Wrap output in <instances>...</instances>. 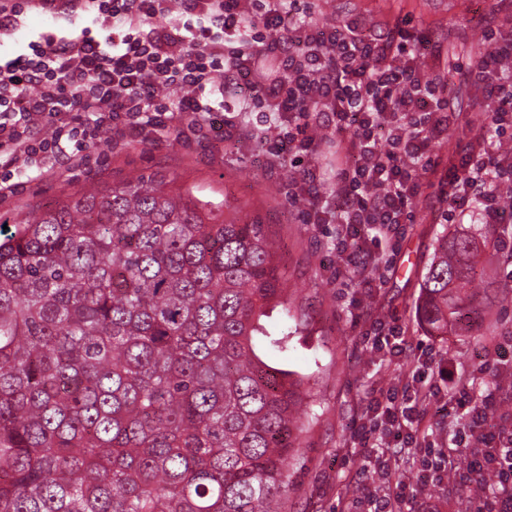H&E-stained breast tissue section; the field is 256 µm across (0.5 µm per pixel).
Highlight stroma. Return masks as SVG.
<instances>
[{
  "mask_svg": "<svg viewBox=\"0 0 512 512\" xmlns=\"http://www.w3.org/2000/svg\"><path fill=\"white\" fill-rule=\"evenodd\" d=\"M317 17L327 23L356 20L382 31L401 15L414 16L420 30L442 47L457 45L459 68L453 69L449 94L453 121L444 139L434 143L436 170L416 171L420 195L413 219L405 224L391 252L393 268L383 279L365 281L352 268L344 284H336L333 270L336 227L305 224L289 203L286 185L294 171L268 172L260 142L241 140L208 156L185 146L176 136L154 144L117 143L106 134L91 148L90 168L56 164L51 175L29 178L18 195L0 205V217L25 218L33 208L51 207L66 195L119 181L128 175L164 172L177 186L192 189L202 199L223 204L225 216L259 222L277 253L287 306L264 318L268 334H287L288 349L278 352L260 346L269 365L295 373L304 381L303 431L300 448L288 461L290 492L286 512H358L357 501L366 486L385 487L406 482L418 485V463L412 451L389 449L391 467L385 479L372 470V451L386 447L380 436L360 446L355 429L366 420L371 393L404 388L424 359L456 368L474 397L496 392V411L512 416V282L499 279L490 298H479L477 330L460 335L431 334L416 317V304L438 237L461 232L484 240L486 228L469 214L457 224H444L446 204L439 198L441 181L476 133L484 114L483 94L464 80L470 60L483 48L482 32L493 26L512 32V0H313ZM68 35L67 24L44 15L28 14L15 36H0V57L27 52L39 34ZM386 320L400 325L404 352L397 363L366 351L363 334L370 324ZM470 456H454L455 474L424 486V498L440 500L446 512H465L482 493L480 486L463 482Z\"/></svg>",
  "mask_w": 512,
  "mask_h": 512,
  "instance_id": "1",
  "label": "stroma"
}]
</instances>
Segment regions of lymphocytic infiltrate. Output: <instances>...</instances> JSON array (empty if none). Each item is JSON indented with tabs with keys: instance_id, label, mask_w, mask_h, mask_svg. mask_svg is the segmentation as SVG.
<instances>
[{
	"instance_id": "1",
	"label": "lymphocytic infiltrate",
	"mask_w": 512,
	"mask_h": 512,
	"mask_svg": "<svg viewBox=\"0 0 512 512\" xmlns=\"http://www.w3.org/2000/svg\"><path fill=\"white\" fill-rule=\"evenodd\" d=\"M0 0V31L16 28L36 11L81 24L72 37L47 35L29 53L0 63V203L13 197L29 171L45 176L63 160L90 164L89 150L104 132L131 142L175 134L202 145L232 137L250 104L271 112L275 134L264 137L270 167L308 160L321 143L336 155L330 171L305 168L288 183L308 224L336 227L340 258L335 279L349 276L353 256L372 274L390 262L382 244L398 236L419 196L413 172L434 166L431 147L448 129V74L426 63L427 42L408 21L384 34L354 23L324 24L313 11L294 18L297 0ZM167 24H158V17ZM487 48L468 77L494 103L487 122L450 169L444 192L447 222L467 213L498 223L501 187L512 180V155L497 145L512 129V39L484 34ZM225 75L242 97L224 100L216 84ZM166 88L178 97L163 96ZM226 117L212 118L215 110ZM329 184V195L319 185ZM428 372L413 394H389L374 403L369 430L417 446L418 409L439 396ZM493 396L474 401L466 390L444 399L466 418L450 449L429 447L423 481L443 479L455 452L472 456L474 480L493 476V494L476 512H512V421L493 425Z\"/></svg>"
}]
</instances>
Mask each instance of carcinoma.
<instances>
[{"mask_svg": "<svg viewBox=\"0 0 512 512\" xmlns=\"http://www.w3.org/2000/svg\"><path fill=\"white\" fill-rule=\"evenodd\" d=\"M478 256L438 240L430 332L470 329ZM283 303L264 225L163 174L0 224V512H285L303 380L256 348Z\"/></svg>", "mask_w": 512, "mask_h": 512, "instance_id": "1", "label": "carcinoma"}]
</instances>
